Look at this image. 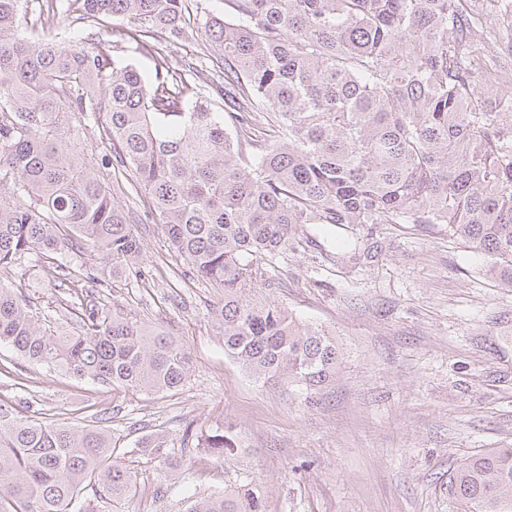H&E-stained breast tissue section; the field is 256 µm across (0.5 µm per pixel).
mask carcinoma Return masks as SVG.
<instances>
[{
    "label": "carcinoma",
    "instance_id": "cac0c4a2",
    "mask_svg": "<svg viewBox=\"0 0 512 512\" xmlns=\"http://www.w3.org/2000/svg\"><path fill=\"white\" fill-rule=\"evenodd\" d=\"M28 0H0V274L33 254L68 291L149 279L135 225L154 220L183 275L221 292L210 311L224 354L257 380L316 394L340 353L321 327L257 300L266 263L294 249L305 224H445L512 286V112L482 100L490 77L512 84V0H67L66 11L119 18L123 40L201 36L175 75L122 66L101 43L20 35ZM233 19H225L226 15ZM501 42L480 51L481 38ZM208 87L223 101L199 96ZM107 153L78 146L88 120ZM117 165L147 207L135 214L98 168ZM91 253L93 262L71 261ZM74 308L79 333L40 325L22 293L0 284V347L125 392L174 393L185 349L107 307ZM223 467L236 434L217 424L185 440ZM181 470L166 435L132 450L103 428L32 419L0 403V512H115L137 493L131 453ZM460 512H512V448H493L448 477ZM182 512H266L253 481L193 493Z\"/></svg>",
    "mask_w": 512,
    "mask_h": 512
}]
</instances>
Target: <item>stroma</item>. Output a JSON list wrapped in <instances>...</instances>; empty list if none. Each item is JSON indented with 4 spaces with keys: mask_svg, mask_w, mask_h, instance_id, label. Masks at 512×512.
Wrapping results in <instances>:
<instances>
[{
    "mask_svg": "<svg viewBox=\"0 0 512 512\" xmlns=\"http://www.w3.org/2000/svg\"><path fill=\"white\" fill-rule=\"evenodd\" d=\"M121 25L62 10L55 17L60 36L95 34L115 59L151 72L135 42H114ZM137 234L149 284L115 283L110 307L183 346L192 361L185 386L131 395L1 347L0 401L27 416L110 430L120 448L157 430L180 448L185 429L232 423V465L262 485L267 512H458L449 474L475 454L512 446V288L487 276L486 258L445 225L355 226L351 244L371 257L352 260L335 234L308 224L296 250L266 265L259 296L327 329L341 352L334 380L311 403L225 356L209 315L216 289L182 275L162 225H138ZM42 264L30 257L5 285L22 291L45 325L76 331L60 313L66 291L49 284ZM194 468L158 501L156 465L140 463L124 512H181L197 481L223 489V468Z\"/></svg>",
    "mask_w": 512,
    "mask_h": 512,
    "instance_id": "obj_1",
    "label": "stroma"
}]
</instances>
